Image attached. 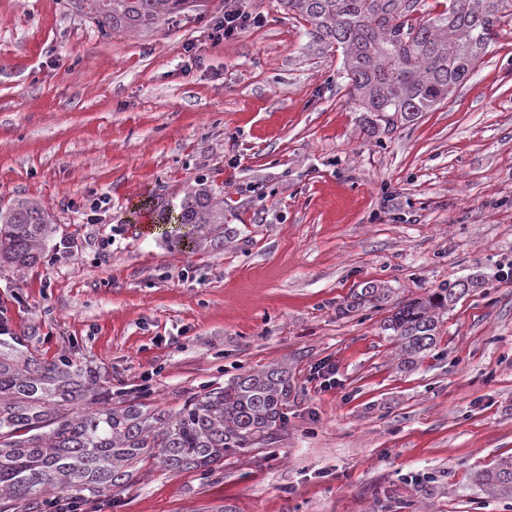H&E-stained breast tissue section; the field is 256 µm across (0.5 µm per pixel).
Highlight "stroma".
Instances as JSON below:
<instances>
[{"instance_id": "35a3bbf8", "label": "stroma", "mask_w": 512, "mask_h": 512, "mask_svg": "<svg viewBox=\"0 0 512 512\" xmlns=\"http://www.w3.org/2000/svg\"><path fill=\"white\" fill-rule=\"evenodd\" d=\"M228 8L261 23L213 42ZM202 178L224 188L223 246L142 231L136 203L158 213ZM23 198L54 232L29 267L0 266V309L31 351L95 371L109 405L290 376L270 440L208 476L146 463L81 512H512L478 482L512 457L511 18L444 103L371 133L341 54L281 0L108 33L86 0H0V204ZM466 278L400 370L393 304ZM370 282L389 303L348 310Z\"/></svg>"}]
</instances>
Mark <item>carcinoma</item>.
<instances>
[{"label": "carcinoma", "instance_id": "carcinoma-1", "mask_svg": "<svg viewBox=\"0 0 512 512\" xmlns=\"http://www.w3.org/2000/svg\"><path fill=\"white\" fill-rule=\"evenodd\" d=\"M284 0L308 34L343 50L349 97L370 113L369 129L411 122L436 108L475 71L497 36L512 0ZM196 7L195 0H90L89 17L103 30L150 29L163 17ZM223 188L204 179L159 214L170 246L202 249L224 243ZM53 227L34 202L0 207V263L37 260ZM479 287L468 279L396 306L384 330L410 369L436 346L443 314ZM390 288L371 282L350 308L388 302ZM98 380L62 358L47 362L0 340V499L47 504L54 491L73 502L125 487L138 464L158 461L169 471L209 473L224 454L246 452L287 422L288 369L271 366L167 412L140 399L120 407L77 411L97 400ZM49 431H43V428ZM497 494L512 496V460L482 475Z\"/></svg>", "mask_w": 512, "mask_h": 512}]
</instances>
